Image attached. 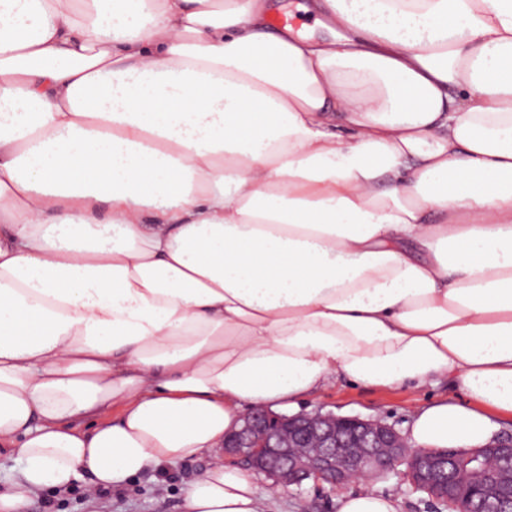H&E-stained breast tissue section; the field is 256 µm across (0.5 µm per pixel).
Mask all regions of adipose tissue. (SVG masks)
<instances>
[{
	"label": "adipose tissue",
	"instance_id": "1",
	"mask_svg": "<svg viewBox=\"0 0 512 512\" xmlns=\"http://www.w3.org/2000/svg\"><path fill=\"white\" fill-rule=\"evenodd\" d=\"M0 0V512L210 457L247 411L453 380L413 448L512 414V0ZM270 4H274V7L271 10L270 15V25L273 27H279L284 24L274 25L273 21L275 19L279 21H284L285 18L288 19V23L292 25L296 30L301 29L302 32L306 35H312L315 38L326 37L327 32L323 29L316 28L315 30L302 29V24L306 23L308 25L313 24V18L302 17V13H298L295 9V6L299 2H307L313 3L314 1H303V0H280V1H268ZM286 13H289L288 16Z\"/></svg>",
	"mask_w": 512,
	"mask_h": 512
}]
</instances>
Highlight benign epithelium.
<instances>
[{
    "mask_svg": "<svg viewBox=\"0 0 512 512\" xmlns=\"http://www.w3.org/2000/svg\"><path fill=\"white\" fill-rule=\"evenodd\" d=\"M224 453L253 474L284 489L307 480L334 493L368 473H391L405 465L404 480L449 502L460 496L496 512H512V437L468 451L409 449L395 427L379 420L334 413L277 414L261 410L243 416L241 427L224 440ZM495 457L501 470L490 482L486 461ZM468 474L461 485L456 472Z\"/></svg>",
    "mask_w": 512,
    "mask_h": 512,
    "instance_id": "1",
    "label": "benign epithelium"
}]
</instances>
